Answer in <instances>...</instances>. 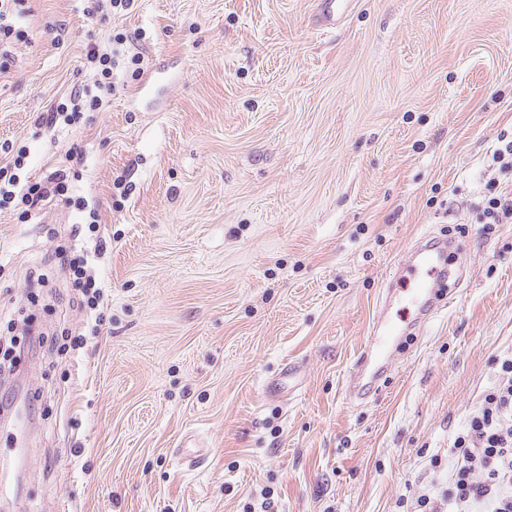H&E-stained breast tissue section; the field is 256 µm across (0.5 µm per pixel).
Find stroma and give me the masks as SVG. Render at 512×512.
Masks as SVG:
<instances>
[{
    "mask_svg": "<svg viewBox=\"0 0 512 512\" xmlns=\"http://www.w3.org/2000/svg\"><path fill=\"white\" fill-rule=\"evenodd\" d=\"M30 0L0 144L67 170L111 245L81 307L55 257L87 212L0 207V512H410L512 353V0ZM100 110L38 118L93 87ZM152 82L148 95L140 87ZM463 248L454 300L367 401L344 386L418 240ZM289 389L267 384L285 364ZM204 462L180 463L185 433ZM440 460L432 467L431 458ZM353 0H316L311 25L323 32H332L346 15ZM114 51L99 50L93 47L86 55L87 64L95 70L96 85L99 94L88 96L85 98L79 93L71 95L69 102H61L53 105L51 109L39 116V122L49 126H55L58 121H62L66 125H72L79 121L83 112L95 111L102 105L101 94L112 91V66L114 65Z\"/></svg>",
    "mask_w": 512,
    "mask_h": 512,
    "instance_id": "stroma-1",
    "label": "stroma"
}]
</instances>
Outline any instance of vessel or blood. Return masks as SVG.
Here are the masks:
<instances>
[{
  "label": "vessel or blood",
  "mask_w": 512,
  "mask_h": 512,
  "mask_svg": "<svg viewBox=\"0 0 512 512\" xmlns=\"http://www.w3.org/2000/svg\"><path fill=\"white\" fill-rule=\"evenodd\" d=\"M353 0H316L311 15L314 29L331 32L340 24ZM448 264L447 242H434L417 246L408 261L399 265L393 277L400 288L396 295L405 310L415 315L417 322H426L436 311L434 295L435 277ZM399 328L386 316H379L373 324V332L353 365L348 382L350 397L362 398L369 394L374 374L384 368L390 358L395 336Z\"/></svg>",
  "instance_id": "obj_1"
}]
</instances>
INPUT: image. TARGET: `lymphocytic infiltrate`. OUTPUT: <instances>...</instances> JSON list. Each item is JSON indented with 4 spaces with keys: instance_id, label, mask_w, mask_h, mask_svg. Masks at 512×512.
<instances>
[{
    "instance_id": "lymphocytic-infiltrate-1",
    "label": "lymphocytic infiltrate",
    "mask_w": 512,
    "mask_h": 512,
    "mask_svg": "<svg viewBox=\"0 0 512 512\" xmlns=\"http://www.w3.org/2000/svg\"><path fill=\"white\" fill-rule=\"evenodd\" d=\"M87 64L96 73L97 94L71 95L68 101L40 115V123L75 124L84 112L101 107L102 96L112 89L111 52L91 49ZM26 149H18L13 161L0 166V204L20 200L28 208L53 199H69L71 187L63 171L54 172L47 184L20 185L15 171L23 166ZM55 257L80 287L83 303L97 309L105 283L94 272L87 254L76 245L58 247ZM499 376L487 389L466 425L451 438L448 489L442 498L417 497L415 512H512V354L498 361Z\"/></svg>"
}]
</instances>
